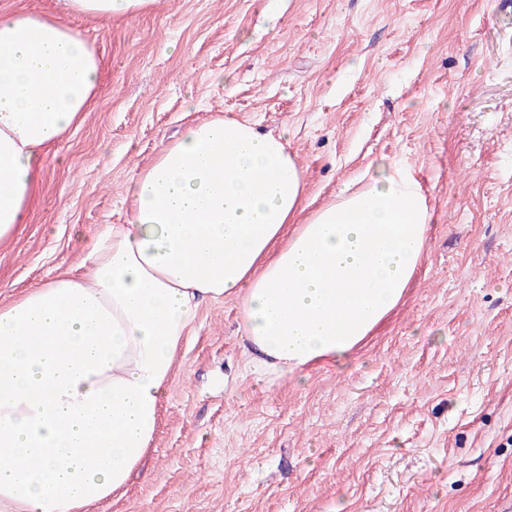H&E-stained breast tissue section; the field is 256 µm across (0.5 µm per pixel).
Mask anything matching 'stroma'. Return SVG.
Wrapping results in <instances>:
<instances>
[{
  "mask_svg": "<svg viewBox=\"0 0 512 512\" xmlns=\"http://www.w3.org/2000/svg\"><path fill=\"white\" fill-rule=\"evenodd\" d=\"M48 13L103 57L95 104L0 242V301L76 269L187 123L287 133L313 205L372 160L432 222L401 302L342 365L243 367L240 301L202 304L156 436L94 512H501L512 503V11L498 0H156L108 25ZM224 75L225 83L214 80Z\"/></svg>",
  "mask_w": 512,
  "mask_h": 512,
  "instance_id": "obj_1",
  "label": "stroma"
}]
</instances>
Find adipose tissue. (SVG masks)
Masks as SVG:
<instances>
[{
	"label": "adipose tissue",
	"instance_id": "obj_1",
	"mask_svg": "<svg viewBox=\"0 0 512 512\" xmlns=\"http://www.w3.org/2000/svg\"><path fill=\"white\" fill-rule=\"evenodd\" d=\"M154 2L65 5L108 21ZM101 73L81 32L0 13V240ZM127 192L129 222L103 226L81 273L0 304V512H86L124 493L204 301L239 298L254 370L345 362L401 299L430 222L420 184L381 160L294 225L304 181L287 137L224 118L185 126Z\"/></svg>",
	"mask_w": 512,
	"mask_h": 512
}]
</instances>
